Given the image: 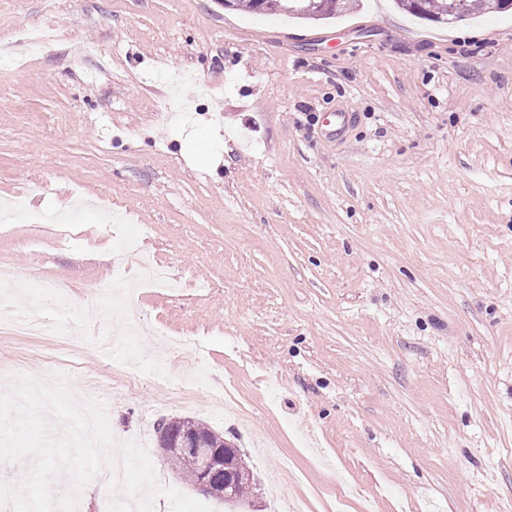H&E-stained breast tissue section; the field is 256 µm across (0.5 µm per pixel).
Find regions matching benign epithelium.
Masks as SVG:
<instances>
[{
    "mask_svg": "<svg viewBox=\"0 0 512 512\" xmlns=\"http://www.w3.org/2000/svg\"><path fill=\"white\" fill-rule=\"evenodd\" d=\"M174 448L198 454L200 467L196 487L207 494L227 496L243 476V470L233 466L228 449L216 448L209 439L188 430L181 434Z\"/></svg>",
    "mask_w": 512,
    "mask_h": 512,
    "instance_id": "obj_1",
    "label": "benign epithelium"
}]
</instances>
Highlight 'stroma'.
Returning a JSON list of instances; mask_svg holds the SVG:
<instances>
[{
	"label": "stroma",
	"mask_w": 512,
	"mask_h": 512,
	"mask_svg": "<svg viewBox=\"0 0 512 512\" xmlns=\"http://www.w3.org/2000/svg\"><path fill=\"white\" fill-rule=\"evenodd\" d=\"M34 27L50 49L0 65L6 302L86 340L0 334V391L66 373L212 512H330L349 486L346 512H512V12L0 0V42ZM172 417L235 437L246 500L171 468ZM326 1L332 3L329 7L323 8L320 5L323 0H224V8L236 7L259 13L283 11L301 21H326L347 11L349 5L356 0Z\"/></svg>",
	"instance_id": "obj_1"
}]
</instances>
